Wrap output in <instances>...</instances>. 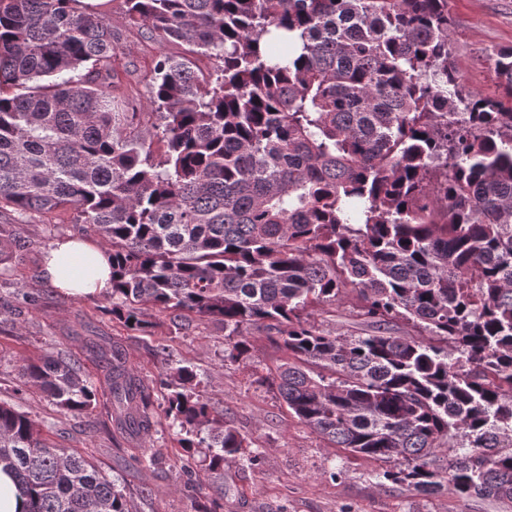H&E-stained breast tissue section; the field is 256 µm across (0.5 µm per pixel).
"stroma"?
Here are the masks:
<instances>
[{
	"mask_svg": "<svg viewBox=\"0 0 512 512\" xmlns=\"http://www.w3.org/2000/svg\"><path fill=\"white\" fill-rule=\"evenodd\" d=\"M103 11L121 42L112 67L122 91L146 100L158 53L179 55L183 45L161 42L146 27L126 22L123 0H107ZM451 59L466 90L497 98L501 79L495 68L500 50L512 47V0H448ZM16 231L23 249L13 251L0 275V402L36 419L43 437L96 461L116 480L136 512H507L487 497L459 499L441 492L423 496L394 484H380L382 463L329 447L291 414L275 390L259 385L282 363L284 355L253 331L251 360H224V327L190 318L174 327L165 314L149 310L150 334L129 330L112 315L105 297H74L42 277L45 251L58 239L92 229L71 223L67 213L19 214L0 211V225ZM321 332L360 336L367 326L352 298L316 311ZM121 345L127 366L148 387L155 431L150 437L122 434L106 414L108 392L95 350ZM63 351L80 360L97 387L99 404L82 413H64L33 386L23 385L18 370L24 359ZM195 369L203 397L223 410L252 447L263 449L259 465L233 463L224 477L194 491L185 485L184 469H198V457L183 454L179 430L165 413L162 381L167 365Z\"/></svg>",
	"mask_w": 512,
	"mask_h": 512,
	"instance_id": "stroma-1",
	"label": "stroma"
}]
</instances>
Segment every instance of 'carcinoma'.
Masks as SVG:
<instances>
[{
  "label": "carcinoma",
  "instance_id": "carcinoma-1",
  "mask_svg": "<svg viewBox=\"0 0 512 512\" xmlns=\"http://www.w3.org/2000/svg\"><path fill=\"white\" fill-rule=\"evenodd\" d=\"M126 18L187 46L154 67L155 136L117 94L120 34L80 0H0V209L70 211L112 249V314L146 332L224 324V361L264 329L272 379L332 446L379 477L512 504V48L500 99L462 89L448 0H124ZM222 61L203 79L194 56ZM370 327L319 331L343 289ZM415 329L400 335L398 324ZM116 429L149 434L148 388L100 350ZM59 410L97 404L62 352L21 366ZM166 414L207 477L261 453L165 371ZM0 469L24 512H132L84 456L0 403Z\"/></svg>",
  "mask_w": 512,
  "mask_h": 512
}]
</instances>
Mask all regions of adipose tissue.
I'll list each match as a JSON object with an SVG mask.
<instances>
[{
	"mask_svg": "<svg viewBox=\"0 0 512 512\" xmlns=\"http://www.w3.org/2000/svg\"><path fill=\"white\" fill-rule=\"evenodd\" d=\"M41 274L72 296H100L112 289V258L107 249L83 238H64L44 254Z\"/></svg>",
	"mask_w": 512,
	"mask_h": 512,
	"instance_id": "obj_1",
	"label": "adipose tissue"
}]
</instances>
